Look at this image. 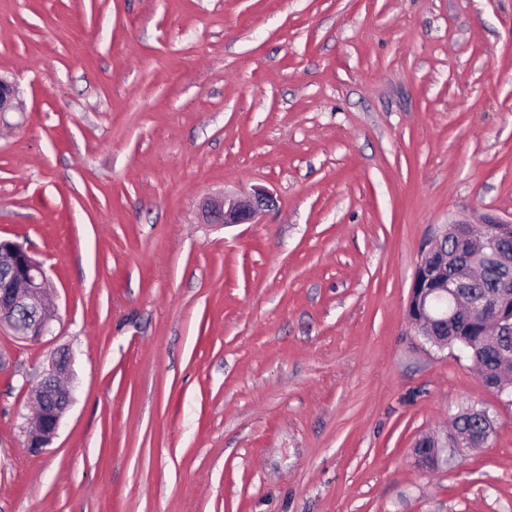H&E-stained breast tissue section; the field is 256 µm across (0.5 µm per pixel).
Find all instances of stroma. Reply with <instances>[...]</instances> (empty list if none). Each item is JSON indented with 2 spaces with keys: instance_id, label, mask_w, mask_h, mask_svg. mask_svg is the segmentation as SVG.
<instances>
[{
  "instance_id": "1",
  "label": "stroma",
  "mask_w": 512,
  "mask_h": 512,
  "mask_svg": "<svg viewBox=\"0 0 512 512\" xmlns=\"http://www.w3.org/2000/svg\"><path fill=\"white\" fill-rule=\"evenodd\" d=\"M0 74V237L54 304L0 331V512H512V404L407 318L438 225L512 216V0H0ZM469 408L487 444L419 465ZM273 203L272 195L261 189L245 197H211L203 204L202 220L206 224H256L262 211ZM71 373L70 355L65 351L59 352L52 358L34 390L38 414L25 443L30 452L37 453L57 434L62 418L73 403V389L63 381Z\"/></svg>"
}]
</instances>
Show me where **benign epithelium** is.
<instances>
[{
  "mask_svg": "<svg viewBox=\"0 0 512 512\" xmlns=\"http://www.w3.org/2000/svg\"><path fill=\"white\" fill-rule=\"evenodd\" d=\"M16 89L13 82L0 76V115L13 112ZM274 203L272 195L258 189L250 196L228 199L224 196L207 199L202 207V220L206 224H255L266 208ZM454 235L462 243H472L470 223L454 220L442 225L429 239L417 265L411 285L409 300L416 294L426 295L418 301V312L407 306V315L413 327H418L417 314H425L434 322L448 320V311L428 305V298L448 296V285L439 288L420 289L423 278L438 267H448V236ZM51 294L46 272L21 245L0 239V328L6 326L16 338L38 343L51 329L53 316L50 312ZM512 303V293L494 294L483 299L478 311L488 308L495 317L498 335L512 333V312L504 313V307ZM71 357L62 351L51 360L34 390L38 406L34 428L27 435L25 447L32 453L48 445L57 434L62 418L73 403V389L63 378L71 375Z\"/></svg>",
  "mask_w": 512,
  "mask_h": 512,
  "instance_id": "7a95c632",
  "label": "benign epithelium"
}]
</instances>
